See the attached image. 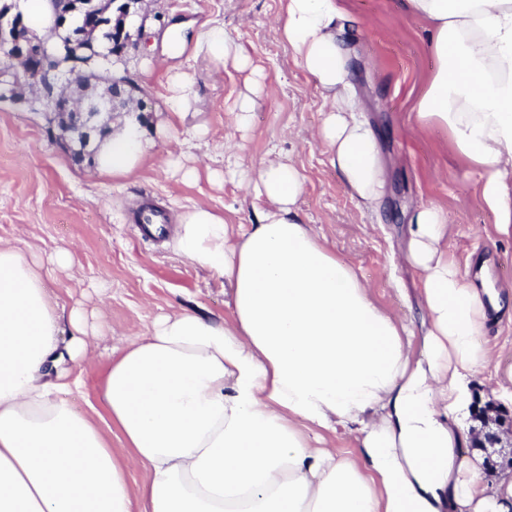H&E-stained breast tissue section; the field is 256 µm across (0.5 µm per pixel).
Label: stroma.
Listing matches in <instances>:
<instances>
[{"label": "stroma", "mask_w": 512, "mask_h": 512, "mask_svg": "<svg viewBox=\"0 0 512 512\" xmlns=\"http://www.w3.org/2000/svg\"><path fill=\"white\" fill-rule=\"evenodd\" d=\"M352 21L350 66L356 114L379 140L385 184L372 207L359 205L315 138L327 106L313 76L299 67L274 32L281 0H141L153 32L143 34L119 67L135 86L131 109L114 122L140 126L155 143L153 157L132 176L114 179L76 161L40 115L0 102V242L45 256L70 249V268L46 281L64 310L83 309L103 340L96 357L74 371L67 399L80 413L100 407L99 386L114 350L145 334L158 314L204 309L229 316L223 278L176 253L180 215L204 204L223 214L232 235L247 231L263 200L255 198L226 162L247 171L266 159L293 163L305 183L297 206L327 247L350 263L375 299L422 335L415 271L403 260L413 210L431 203L448 214V249L461 269L471 251L486 254L496 285L512 284V239L500 238L480 199L478 177L448 135L419 130L416 102L435 65L405 0H343ZM211 20L245 57L227 60L221 77L206 61L194 65L199 112L166 107L168 74L162 36L173 21ZM254 104L246 123L238 108ZM164 211V235L147 237L138 209ZM492 365L472 383L474 401L512 419V395L494 392L495 370L512 368V294L479 336Z\"/></svg>", "instance_id": "stroma-1"}]
</instances>
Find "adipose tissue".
I'll use <instances>...</instances> for the list:
<instances>
[{"label":"adipose tissue","instance_id":"ef3b65f1","mask_svg":"<svg viewBox=\"0 0 512 512\" xmlns=\"http://www.w3.org/2000/svg\"><path fill=\"white\" fill-rule=\"evenodd\" d=\"M435 66L415 112L447 132L476 172L499 233L512 237V0H406ZM338 0H283L275 23L295 62L331 102L316 133L364 205L384 170L351 96ZM170 103L197 104L184 53L220 74L237 47L212 21L170 25ZM134 126L106 137L100 174L126 178L152 157ZM304 177L267 160L249 183L265 202L231 240L207 205L180 217L177 249L230 287V318L181 310L113 354L100 401L124 438L120 457L65 393L93 359L80 309H60L45 270L69 267L0 245V512H512V478L489 484L457 450L470 384L488 362L477 342L499 293L448 254V219L432 204L411 220L406 261L421 280L423 336L382 308L296 206ZM342 432L353 450L319 447ZM139 468L146 481L131 487Z\"/></svg>","mask_w":512,"mask_h":512}]
</instances>
